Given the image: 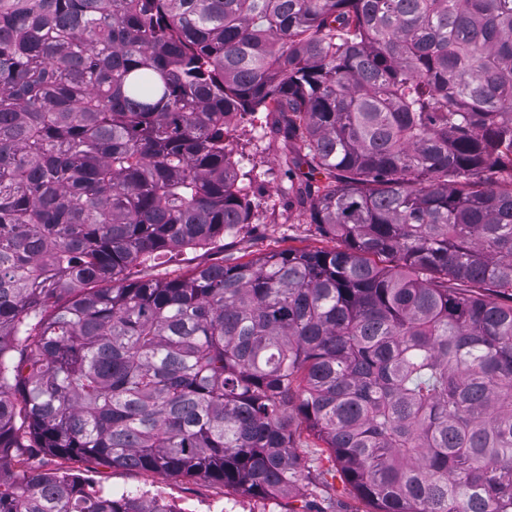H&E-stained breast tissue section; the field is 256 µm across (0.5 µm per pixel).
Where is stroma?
Returning <instances> with one entry per match:
<instances>
[{"mask_svg": "<svg viewBox=\"0 0 512 512\" xmlns=\"http://www.w3.org/2000/svg\"><path fill=\"white\" fill-rule=\"evenodd\" d=\"M227 143L240 170L249 172L252 178V217L248 228L225 237L219 245L186 249L169 260L163 258L130 267L126 272L128 279L173 277L197 264L224 257L246 261L287 249L337 247V240L324 236L311 224L306 204L283 174L284 158L291 153L292 145L280 128L277 114L261 112L256 118L237 121L230 128ZM38 463L40 471L75 475L95 488L133 493L163 488V498L175 512H290L304 503L309 504L312 512L370 510L337 472L326 475L324 486H308L286 497L258 499L229 492L217 482L112 468L93 461L42 455Z\"/></svg>", "mask_w": 512, "mask_h": 512, "instance_id": "obj_1", "label": "stroma"}]
</instances>
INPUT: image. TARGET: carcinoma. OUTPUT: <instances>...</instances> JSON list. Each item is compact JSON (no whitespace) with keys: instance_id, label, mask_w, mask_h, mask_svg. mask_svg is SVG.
Here are the masks:
<instances>
[{"instance_id":"obj_1","label":"carcinoma","mask_w":512,"mask_h":512,"mask_svg":"<svg viewBox=\"0 0 512 512\" xmlns=\"http://www.w3.org/2000/svg\"><path fill=\"white\" fill-rule=\"evenodd\" d=\"M275 112L336 250L124 272L250 224ZM512 512V0H0V512H174L22 448Z\"/></svg>"}]
</instances>
